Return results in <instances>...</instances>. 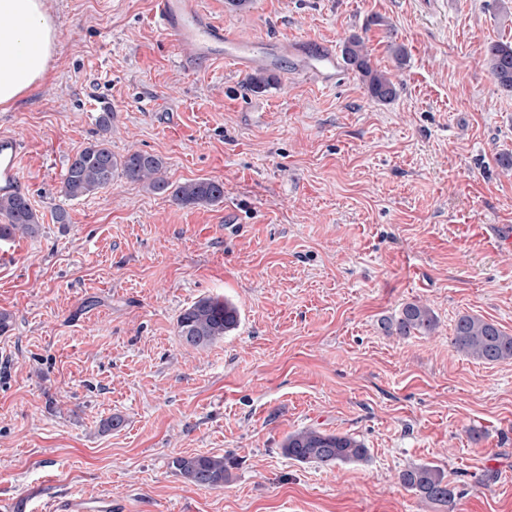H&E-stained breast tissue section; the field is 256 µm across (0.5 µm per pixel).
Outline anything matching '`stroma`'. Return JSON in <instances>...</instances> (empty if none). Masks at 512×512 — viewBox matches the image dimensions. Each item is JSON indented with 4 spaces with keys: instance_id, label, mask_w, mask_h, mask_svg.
Returning <instances> with one entry per match:
<instances>
[{
    "instance_id": "stroma-1",
    "label": "stroma",
    "mask_w": 512,
    "mask_h": 512,
    "mask_svg": "<svg viewBox=\"0 0 512 512\" xmlns=\"http://www.w3.org/2000/svg\"><path fill=\"white\" fill-rule=\"evenodd\" d=\"M200 2L244 40L359 35L397 96L371 99L350 70L330 88L290 77L284 60L252 93L225 61L182 68L152 0H50V75L0 110L42 225L0 241V512L99 497L113 512H512V361L450 344L464 313L512 334V174L496 164L512 94L481 62L512 40V0ZM106 108L115 154L161 156L174 185L222 181L223 200L182 206L122 178L63 197ZM203 297L240 323L194 350L176 322ZM414 300L437 332L385 334ZM304 428L351 434L367 461L289 459ZM186 454L229 459L228 483H189L171 466ZM419 464L454 501L399 482Z\"/></svg>"
}]
</instances>
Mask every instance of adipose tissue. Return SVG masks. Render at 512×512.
<instances>
[{
    "mask_svg": "<svg viewBox=\"0 0 512 512\" xmlns=\"http://www.w3.org/2000/svg\"><path fill=\"white\" fill-rule=\"evenodd\" d=\"M49 0H0V108L9 109L47 79L56 46Z\"/></svg>",
    "mask_w": 512,
    "mask_h": 512,
    "instance_id": "obj_1",
    "label": "adipose tissue"
}]
</instances>
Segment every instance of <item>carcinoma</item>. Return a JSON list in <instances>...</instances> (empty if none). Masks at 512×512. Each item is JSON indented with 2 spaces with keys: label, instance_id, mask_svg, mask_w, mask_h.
<instances>
[{
  "label": "carcinoma",
  "instance_id": "cac0c4a2",
  "mask_svg": "<svg viewBox=\"0 0 512 512\" xmlns=\"http://www.w3.org/2000/svg\"><path fill=\"white\" fill-rule=\"evenodd\" d=\"M347 65L358 75L369 96L380 102L395 98L396 86L389 73L375 68L365 41L352 35L343 44ZM482 61L498 86L512 92V41H497L487 46ZM275 81V76L258 72L249 77L247 87L259 93ZM113 113L105 110L97 117L99 137L88 143L68 160L61 181V192L69 199L92 195L117 178L147 185L154 191H171L180 205H213L224 198V184L215 180L191 181L173 185L164 178L162 157L140 150L123 155L112 152L109 134ZM41 224L26 195L15 192L0 197V241L17 235L34 238ZM240 322L238 307L231 300L218 297L201 298L181 311L177 318L179 335L198 350L205 349L235 330ZM388 335L431 336L438 327L434 310L426 303L404 304L391 317L381 321ZM451 345L457 352L483 363L512 360V335L478 315L462 314L455 322ZM282 453L301 463L321 467L363 461L367 458L364 444L347 433L304 428L289 434L281 446ZM172 467L182 477L199 487L219 489L229 480L230 462L224 457L188 455L172 460ZM405 488L431 502H450L454 488L437 467L422 464L399 474Z\"/></svg>",
  "mask_w": 512,
  "mask_h": 512
}]
</instances>
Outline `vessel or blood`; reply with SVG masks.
I'll return each instance as SVG.
<instances>
[{
  "label": "vessel or blood",
  "mask_w": 512,
  "mask_h": 512,
  "mask_svg": "<svg viewBox=\"0 0 512 512\" xmlns=\"http://www.w3.org/2000/svg\"><path fill=\"white\" fill-rule=\"evenodd\" d=\"M153 17L171 47L180 52L185 69H195L200 61L219 58L238 70L276 67L281 54H288L294 71L330 88L342 70L333 45L298 40L288 47L267 43H247L215 23L198 0H153ZM23 146L12 135H0V190L9 192L20 180Z\"/></svg>",
  "instance_id": "vessel-or-blood-1"
}]
</instances>
